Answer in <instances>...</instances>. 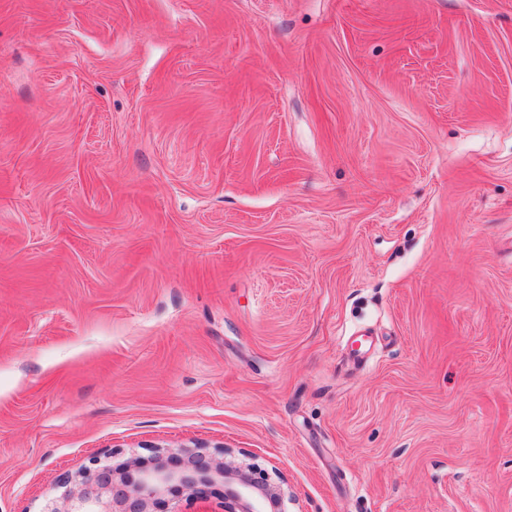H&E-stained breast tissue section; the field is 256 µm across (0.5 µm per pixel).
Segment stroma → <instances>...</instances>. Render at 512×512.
Listing matches in <instances>:
<instances>
[{
	"label": "stroma",
	"mask_w": 512,
	"mask_h": 512,
	"mask_svg": "<svg viewBox=\"0 0 512 512\" xmlns=\"http://www.w3.org/2000/svg\"><path fill=\"white\" fill-rule=\"evenodd\" d=\"M197 444L512 512V0H0V512Z\"/></svg>",
	"instance_id": "35a3bbf8"
}]
</instances>
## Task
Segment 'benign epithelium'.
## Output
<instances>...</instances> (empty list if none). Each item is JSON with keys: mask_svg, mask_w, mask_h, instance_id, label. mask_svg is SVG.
Wrapping results in <instances>:
<instances>
[{"mask_svg": "<svg viewBox=\"0 0 512 512\" xmlns=\"http://www.w3.org/2000/svg\"><path fill=\"white\" fill-rule=\"evenodd\" d=\"M222 457L201 447L158 449L147 460L104 464L95 459L59 482L63 492L44 512H173L172 499L224 488V512H287L284 480L229 448Z\"/></svg>", "mask_w": 512, "mask_h": 512, "instance_id": "benign-epithelium-1", "label": "benign epithelium"}]
</instances>
